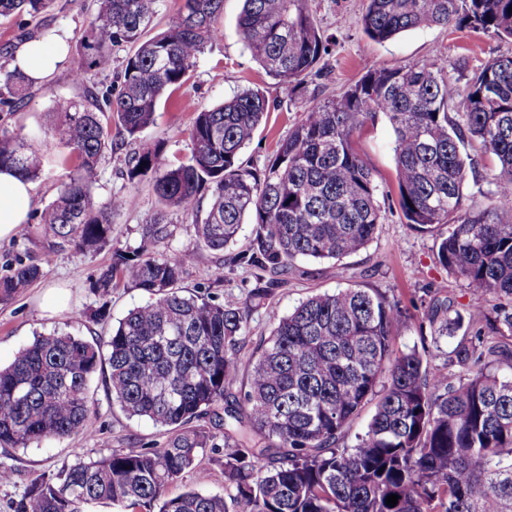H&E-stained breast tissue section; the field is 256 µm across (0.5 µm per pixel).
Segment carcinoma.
<instances>
[{
    "label": "carcinoma",
    "instance_id": "cac0c4a2",
    "mask_svg": "<svg viewBox=\"0 0 512 512\" xmlns=\"http://www.w3.org/2000/svg\"><path fill=\"white\" fill-rule=\"evenodd\" d=\"M361 24L379 42L425 26L455 27L512 39V0H367ZM52 0H0V16H35ZM157 0H100L93 22L96 54L73 57L79 85L90 66H110V49L132 53L120 87L61 106L54 134L75 156L60 196L39 216L58 248L95 250L112 241V213L126 206L91 195L102 154L113 148L110 114L135 140L158 105L185 85L199 54L221 40L224 0H183L168 28L148 27ZM237 32L273 78L298 88L326 52L306 0H244ZM9 96L24 106L31 80L0 67ZM269 112L264 95L246 90L195 114L192 154L171 161L157 141L133 153L125 176L152 185L163 210L141 226L136 247L113 246L112 264L92 278L103 296L119 281L149 295L112 333L89 341L68 332L41 335L0 368V448L80 433L95 412L88 391L108 364L112 402L131 418L168 428L159 448H127L33 478L13 512H84L109 501L116 512H512V350L486 333L512 335V54L474 71L460 88L436 53L416 66L367 71L342 95L307 109L260 169L241 153ZM394 133L400 219L438 232L436 258L461 279L469 300L448 319L431 305L410 314L375 290L339 289L308 298L288 315L269 310L267 344L250 355L239 384L251 304L225 305L209 294L186 296L178 284L200 248L222 251L252 217L248 246L227 259L243 266L265 301L300 258L328 261L356 254L387 218L371 168L354 137L378 118ZM478 147L500 167L493 204L465 203L463 151ZM47 163L39 137L0 129V167L37 179ZM209 195L202 209L203 194ZM193 218L194 239L171 257L154 248L172 236L165 210ZM21 259L0 278V303L40 279L50 265ZM448 335L467 326L470 344L454 351L463 377L432 373L411 348L393 341L410 323ZM375 402L353 446L345 430ZM222 407L221 433L196 424ZM224 473L227 496L167 487L194 470L205 449ZM398 495L397 505L386 504Z\"/></svg>",
    "mask_w": 512,
    "mask_h": 512
}]
</instances>
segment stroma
Returning a JSON list of instances; mask_svg holds the SVG:
<instances>
[{
    "mask_svg": "<svg viewBox=\"0 0 512 512\" xmlns=\"http://www.w3.org/2000/svg\"><path fill=\"white\" fill-rule=\"evenodd\" d=\"M98 6V0H55L34 17L24 13L0 16V65H10L19 45L33 39L60 37L67 41L70 54L83 51ZM307 6L328 40V50L315 73L306 78L302 92L297 93L287 83L268 76L240 40L236 25L242 0H224L219 18L223 39L207 46L197 57L187 83L162 100L153 124L138 139L119 140L100 160L91 188L94 199L101 203L115 195L127 199L126 206L112 215L113 240L137 246L142 224L148 223L160 209L148 183L134 185L123 175L126 160L134 149L161 140L169 158L188 161V124L193 113L221 104L243 89L259 90L270 105L266 119L241 155L244 163L260 168L310 106L340 96L369 69L419 65L438 48L448 60L449 81L461 86L472 69L512 53L510 39L439 26L406 31L377 42L364 33L361 25L366 0H307ZM127 53L125 46L113 47L111 69H88L80 85L72 82L68 65H61L51 78L32 86V96L24 107L13 113L0 111V127L39 135L47 144L50 158L41 177L33 182L27 224L21 225L14 237L0 241V275L6 273L15 258L38 257L49 250L54 253L52 264L39 280L7 304H0L1 367L9 365L37 335L56 329L86 338L106 337L129 309L148 299L146 293L136 288H115L106 299L92 290L90 277L110 264L111 248L56 251L52 248V237L35 230L39 214L57 198L73 168L67 149L52 136L58 122V106L85 91L102 92L116 86ZM393 140L390 125L382 119L354 138V147L369 164L376 183L391 195L397 192ZM224 258V253L200 249L180 281L185 294L208 292L217 301L237 306L248 301L255 282L246 269L225 270L223 282H214L212 274L222 267ZM340 266L342 272L336 275L327 263L297 261L295 271L285 283L274 288L267 303L253 307L245 353L255 352L266 344L271 332L268 308H277L285 315L307 298L339 288L377 290L394 297L411 312L428 294L447 301L452 312L463 310L468 302L464 282L448 275L439 265L434 235L415 231L394 214L379 226L365 250L342 259ZM104 304L110 309L109 319L93 321V313ZM462 338L459 331L448 336L423 335L410 326L401 329L397 346L425 350L431 371L458 377L465 375L466 370L457 363L453 351ZM89 396L96 412L85 432L26 448H0V466L14 472L10 483L0 485V512H12L13 503L22 498L30 480L39 474L64 465L95 461L116 450L157 448L165 442L166 428L148 419L127 417L113 404L104 373L95 375Z\"/></svg>",
    "mask_w": 512,
    "mask_h": 512,
    "instance_id": "obj_1",
    "label": "stroma"
}]
</instances>
